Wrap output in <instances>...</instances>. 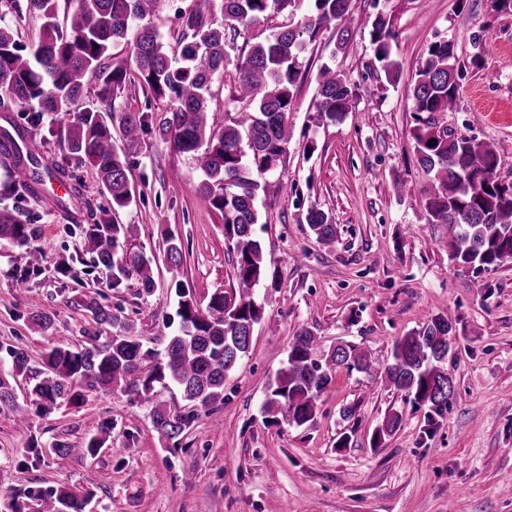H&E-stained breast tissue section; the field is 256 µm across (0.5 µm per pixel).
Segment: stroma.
Returning <instances> with one entry per match:
<instances>
[{
	"label": "stroma",
	"instance_id": "1",
	"mask_svg": "<svg viewBox=\"0 0 512 512\" xmlns=\"http://www.w3.org/2000/svg\"><path fill=\"white\" fill-rule=\"evenodd\" d=\"M379 14L391 18L396 33L391 55L401 77L394 86L373 69L369 31ZM351 29L342 46L335 25L324 26L301 56L293 138L266 176L260 201L258 235L277 285L255 288L263 318L250 355L224 383L221 410L198 411L176 449L160 441L151 418L157 404L187 409L174 389L158 387L134 401L120 390L89 393L80 404L31 417L23 430L2 412L0 505L11 495L29 502L59 486L81 487L91 471L97 495L89 512H512V260L489 272L449 260L448 231L430 225L424 209L430 178L416 160L406 94L428 45L453 41L462 69L459 105L435 121L491 143L497 179L512 184V11L493 0H352ZM324 63L357 86L350 112L336 121L320 119L315 108ZM100 88L98 79H87L78 108L106 118L144 112L153 121L168 108L132 73L115 101L101 99ZM17 128L37 143L41 163L63 166L65 177L31 192L14 182L11 161L0 156V208L33 224L32 244L45 253L30 275L24 250L0 246V362L20 348L36 368L48 349L82 343L93 325L82 302L92 295L160 350L162 322L175 314V281L201 299L235 287L221 221L197 193L195 157L155 137L130 154L134 201L115 220L138 225L122 247L155 258V285L144 289L131 276L115 288L85 246L84 227L108 204L93 170L67 153L51 116L0 106V133ZM313 206L335 224L333 243H320L310 230L305 216ZM171 235L183 246L177 269L162 260ZM63 256L74 259L73 276L59 274ZM33 298L51 330L29 321ZM447 310L458 318L448 354L454 395L436 426L385 379L342 366L320 394L313 421L298 427L265 418L268 385L298 331L313 333L318 356L347 342L387 364L395 340ZM395 410L403 414L400 429L372 447L373 432ZM107 419L113 426L97 456L54 452V440L81 444ZM345 433L351 443L338 447Z\"/></svg>",
	"mask_w": 512,
	"mask_h": 512
}]
</instances>
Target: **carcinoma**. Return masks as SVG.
Wrapping results in <instances>:
<instances>
[{
    "instance_id": "carcinoma-1",
    "label": "carcinoma",
    "mask_w": 512,
    "mask_h": 512,
    "mask_svg": "<svg viewBox=\"0 0 512 512\" xmlns=\"http://www.w3.org/2000/svg\"><path fill=\"white\" fill-rule=\"evenodd\" d=\"M295 0H221L222 19L200 9L180 15L177 47H170L148 19L157 0H80L67 28L57 22V0H11L15 12L41 20L37 39L20 44L9 27L0 26V94L37 114L52 113L65 128L69 154L86 162L108 195L109 207L85 228L92 261L112 271V287L129 275L141 286L154 285V260L140 252L117 254L122 240L134 236V224H115L110 214L127 208L133 199L128 178V154L145 137L168 140L181 153L197 157L202 178L199 197L222 220L224 240L235 255L237 287L216 291L200 300L176 284L178 328L168 336L163 351L144 347L127 334L133 328L109 305L95 298L83 302L96 328L85 332L79 346H55L42 357L41 368L29 367L22 349L10 352L11 367L0 371V410L26 424L10 379L32 373L34 412L47 415L62 403H74L82 391L106 393L125 384L127 392L147 397L155 385L177 387L192 405L214 407L224 401V381L252 349L253 331L263 318L254 288L265 277L263 247L256 234L260 221L259 196L265 176L282 163L291 139L289 112L301 75L300 57L322 26L336 23L340 45L350 41L351 0H313L314 18L304 24L284 25L251 45L236 65L235 94L230 101L245 103L240 112L227 113L220 127L210 123L212 86L224 74L230 51L273 6L284 10ZM380 72L390 85L398 83L400 64L392 58L395 37L391 18L377 15L369 31ZM131 39L134 72L142 87L168 101L161 120L153 125L143 112L120 115L125 147L112 142V126L96 111L70 113L69 103L83 94L86 77L103 74L101 96L109 99L127 79L125 61L104 66L111 47ZM460 70L455 44L434 42L425 51L421 67L407 88L415 126L414 150L419 166L430 175L424 207L429 223L448 227V258L462 268L494 269L503 257H512V185L496 179L497 154L490 144L456 135L437 126L433 114L454 112L459 99ZM357 87L325 64L317 72L316 111L329 120L342 119L356 97ZM306 223L324 243L336 239V225L319 208H311ZM32 225L8 209L0 210V244L27 248ZM167 263L183 264V248L168 238ZM457 320L449 314L426 320L420 329L395 341L392 362L382 366L355 346L339 345L325 359H317L315 337L300 330L291 342L287 365L269 385L263 411L274 424L303 425L314 419L319 395L344 366L372 376L383 375L404 400L426 410L429 423L448 410L453 374L444 367ZM115 329L98 344L103 327ZM190 415L156 406L153 427L159 438L177 444ZM403 415L392 412L378 426L372 445L380 447L401 426ZM111 424L103 422L97 434L81 448L57 440L61 456L94 457L105 444ZM93 476L81 490L59 487L38 497L36 512H86L95 498Z\"/></svg>"
}]
</instances>
